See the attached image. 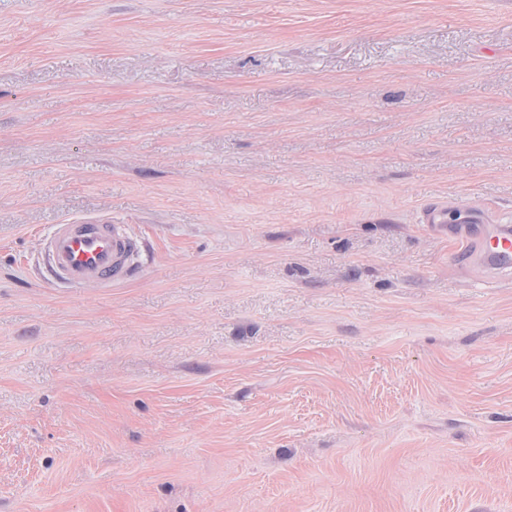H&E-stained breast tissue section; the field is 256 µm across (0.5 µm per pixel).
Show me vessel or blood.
Listing matches in <instances>:
<instances>
[{"label":"vessel or blood","instance_id":"1","mask_svg":"<svg viewBox=\"0 0 512 512\" xmlns=\"http://www.w3.org/2000/svg\"><path fill=\"white\" fill-rule=\"evenodd\" d=\"M463 209L465 219L454 223L447 204L433 202L422 208L420 220L435 234L468 240V249L455 259L460 270L493 279L511 276L512 224L500 223L476 205ZM139 251V240L123 224H57L44 238L45 279L71 288L120 283L133 275Z\"/></svg>","mask_w":512,"mask_h":512}]
</instances>
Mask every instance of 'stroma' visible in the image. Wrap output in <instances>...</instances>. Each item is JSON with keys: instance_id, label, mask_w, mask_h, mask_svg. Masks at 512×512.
Segmentation results:
<instances>
[{"instance_id": "obj_1", "label": "stroma", "mask_w": 512, "mask_h": 512, "mask_svg": "<svg viewBox=\"0 0 512 512\" xmlns=\"http://www.w3.org/2000/svg\"><path fill=\"white\" fill-rule=\"evenodd\" d=\"M512 0H0V512H512ZM125 224L50 288L53 225ZM457 210H464L462 222L448 221V205L433 202L422 208L420 220L431 230L448 238H463L469 248L454 260L464 272L479 271L496 279L512 275V224H500L480 206L460 202ZM139 251V240L125 224H56L44 238V278L71 288L111 286L133 275Z\"/></svg>"}]
</instances>
